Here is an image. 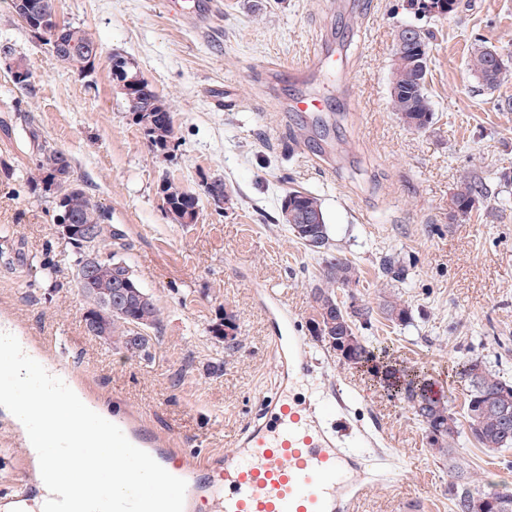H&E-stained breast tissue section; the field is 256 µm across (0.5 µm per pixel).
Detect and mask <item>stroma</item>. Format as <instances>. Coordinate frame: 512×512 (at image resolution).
Masks as SVG:
<instances>
[{
	"label": "stroma",
	"mask_w": 512,
	"mask_h": 512,
	"mask_svg": "<svg viewBox=\"0 0 512 512\" xmlns=\"http://www.w3.org/2000/svg\"><path fill=\"white\" fill-rule=\"evenodd\" d=\"M55 9L99 45L90 74L66 68L12 0H0V43L13 44L32 73L23 88L0 67V332L69 369L94 408L128 402L167 447L219 455L276 379L273 336L297 323L313 363L298 375L295 399L307 400L312 386L350 398L341 437L372 486L357 512H457L448 462L430 450L407 400L308 332L322 257L278 217L289 191L320 198L333 248L360 271L350 293L374 308L395 294L409 307L405 323L377 314L363 336L388 345L399 368L425 373L453 412L465 391L457 362L477 356L512 377V75L490 90L468 66L481 47L512 62V0H460L446 15L407 0H212L197 21L164 0H55ZM407 24L432 34L434 123L422 133L389 105ZM325 48L345 56L347 75L316 85L324 112L292 111L301 88L291 69ZM115 55L167 100L174 150L156 151L134 123L107 67ZM33 126L69 155L75 183L122 237L118 257L160 310L148 358L85 329L76 249L59 234L51 198L26 184ZM215 178L229 194L221 209L205 195ZM167 179L199 196L195 223L168 216ZM467 180L482 184L483 197L460 218L454 196ZM387 253L399 256L403 281L378 279ZM228 311L233 350L211 334ZM458 448L480 492L512 493V450L485 451L466 432ZM30 456L20 426L0 410V512H15L5 498L33 479Z\"/></svg>",
	"instance_id": "obj_1"
}]
</instances>
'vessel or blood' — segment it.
Instances as JSON below:
<instances>
[{"mask_svg": "<svg viewBox=\"0 0 512 512\" xmlns=\"http://www.w3.org/2000/svg\"><path fill=\"white\" fill-rule=\"evenodd\" d=\"M176 13L203 17L209 0H167ZM301 81L328 77L336 58L320 53L298 65ZM277 367L302 357L294 336L275 338ZM333 406L321 413L295 402L285 380L262 398L252 427L223 456H194L180 448L159 447L142 424L140 410L113 411L112 421L135 446L148 452L170 474L187 483L184 512H198L210 503L213 512H354L367 491L361 479L360 455L342 446L324 424Z\"/></svg>", "mask_w": 512, "mask_h": 512, "instance_id": "b4317fda", "label": "vessel or blood"}]
</instances>
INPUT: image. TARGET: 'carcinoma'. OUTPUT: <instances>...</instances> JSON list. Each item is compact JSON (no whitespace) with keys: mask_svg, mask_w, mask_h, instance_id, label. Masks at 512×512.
Instances as JSON below:
<instances>
[{"mask_svg":"<svg viewBox=\"0 0 512 512\" xmlns=\"http://www.w3.org/2000/svg\"><path fill=\"white\" fill-rule=\"evenodd\" d=\"M63 40L79 47L94 45L96 41L90 33L80 27L65 25L62 28ZM61 62L70 70L86 75L93 71L94 63L81 52L72 53ZM470 68L483 81V84L493 89L500 84L508 73L505 63H497L486 48L476 50L469 62ZM428 68L420 70L410 67L403 61L393 63L391 70L390 105L406 126L414 131H423L430 127L433 121V106L426 90ZM146 136L153 146L166 151L171 148L174 130L172 124L165 126L144 127ZM30 140L36 149V162L27 177V183L34 189H39L52 196L55 201L54 218L67 214L78 224H95L101 226L98 238L92 240L93 245H106L118 234L105 225L107 217L81 187L74 189L67 182L54 181L55 174L66 168H71L68 155L42 137L40 131H30ZM161 192L168 215L176 224H193L198 217L199 200L192 197L178 183L167 180L163 183ZM294 205L319 216V223L313 229L319 231L323 244L317 252L324 255V268L321 275V285L311 290L313 317L316 321L319 309L329 302H336V288L348 287L359 282V270L352 261L341 254H331L329 244V229L325 224L324 213L320 199L302 191H292ZM483 196V188L476 182L468 181L456 194L458 215L468 216L476 208ZM117 258L105 259L100 263L95 295L88 296L92 308L87 313H99L105 325L107 341L119 345L132 356H142L149 348V336L146 330L159 323V310L152 298L146 295L143 288L133 289L119 303L112 305V310L100 307L99 299L108 296L112 291L111 263ZM383 318L392 323H404L408 319V309L398 297L384 301L379 307ZM346 313L340 308H332L329 317L336 321V327L331 331L322 328L314 335L316 340L329 343V339L349 330L355 336L352 347V358L359 365H367L379 361L386 356L385 350L377 351L367 340L358 336V326L371 322L373 308L362 305L363 320L352 319L347 325L342 324ZM474 369L479 373L480 385L471 390L465 397L463 414L471 437L481 448H496L500 451L512 449V425L505 426L502 411H507L512 420V380L504 378L500 372L488 367L479 357H472L460 362L455 367V373L462 380H467V370ZM389 388L396 394L405 396L410 404L414 417L421 423L432 427L433 437L429 441L432 451L448 458V470L454 475L464 471V462L455 456L454 445L459 437L458 421L448 420V402L444 398L430 400L432 384L419 374L404 370L394 380L387 382ZM455 499L458 512H471L473 501L482 493L471 488L470 483L452 484L450 489Z\"/></svg>","mask_w":512,"mask_h":512,"instance_id":"obj_1","label":"carcinoma"}]
</instances>
